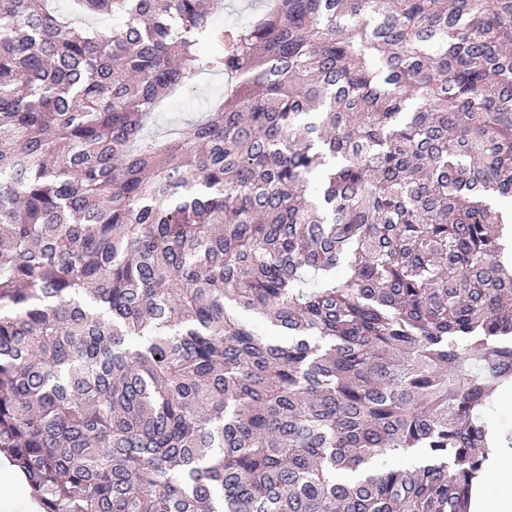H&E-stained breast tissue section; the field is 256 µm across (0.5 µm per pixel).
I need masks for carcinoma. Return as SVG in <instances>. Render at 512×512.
Instances as JSON below:
<instances>
[{
  "instance_id": "1",
  "label": "carcinoma",
  "mask_w": 512,
  "mask_h": 512,
  "mask_svg": "<svg viewBox=\"0 0 512 512\" xmlns=\"http://www.w3.org/2000/svg\"><path fill=\"white\" fill-rule=\"evenodd\" d=\"M50 2L0 0V454L44 512H469L512 0ZM203 70L207 118L145 135ZM258 0H221L214 14V20L224 27H234L253 19L262 9Z\"/></svg>"
}]
</instances>
